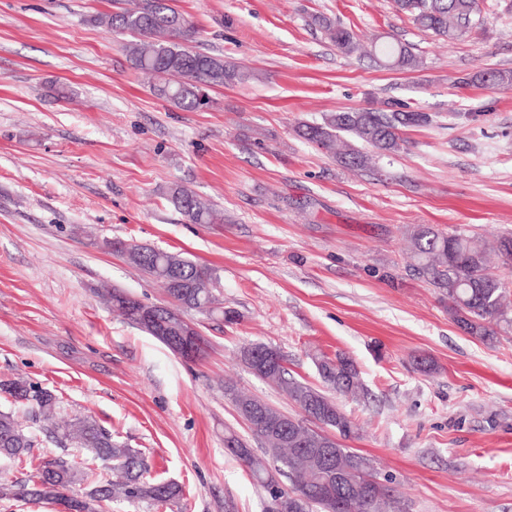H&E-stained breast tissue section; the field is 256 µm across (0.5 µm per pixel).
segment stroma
<instances>
[{"instance_id":"stroma-1","label":"stroma","mask_w":512,"mask_h":512,"mask_svg":"<svg viewBox=\"0 0 512 512\" xmlns=\"http://www.w3.org/2000/svg\"><path fill=\"white\" fill-rule=\"evenodd\" d=\"M195 51L249 71L182 110L151 92L124 39L92 23L112 0H0V379L28 377L140 450L178 483L163 507L107 512H266L267 495L224 446L249 431L225 382L295 414L239 351L276 347L319 384L317 356H350L368 391L340 398L359 424L346 447L389 476L407 512H512V329L483 342L411 269L415 225L512 234V89L473 75L512 71V0L459 40L417 28L393 0H175ZM324 15L363 40L409 44L403 72L344 55ZM395 104L432 114L399 152L350 170L296 133L323 114ZM184 187L224 213L189 224ZM180 252L212 267L225 325L193 314L209 344L189 360L101 303L160 286L103 240ZM432 364L422 371L419 360Z\"/></svg>"}]
</instances>
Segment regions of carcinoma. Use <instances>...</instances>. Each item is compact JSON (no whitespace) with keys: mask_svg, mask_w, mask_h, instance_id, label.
<instances>
[{"mask_svg":"<svg viewBox=\"0 0 512 512\" xmlns=\"http://www.w3.org/2000/svg\"><path fill=\"white\" fill-rule=\"evenodd\" d=\"M399 11L423 30L450 39H458L481 26L485 17L481 0H395ZM97 24L129 37L125 45L132 66L153 79L156 96L180 109L195 111L203 105L204 87H224L239 83L247 72L235 65L189 48L198 31L172 6V0H136L131 8H118L93 18ZM336 48L345 55H371L391 68L418 66L411 48L400 41L364 42L351 29L330 18L313 17ZM472 81L485 86L512 84V73L488 69ZM431 116L420 111L402 109H362L333 112L319 122L302 124L297 134L314 146L342 159L351 168H363L368 155L360 146L383 153H395L404 146L403 132L409 127L428 125ZM174 207L190 224H222L224 215L191 191L176 188L171 195ZM414 271L438 288L448 299V315L467 334L483 341L497 334L501 325L512 327V282L498 276L489 265L490 252H497L504 263H512V237H501L491 247L483 240L463 231L444 232L419 225L410 232ZM105 248L124 257L152 280L164 287L167 303L179 304L184 312H195L227 324L237 322L232 310L224 309L215 295L214 286L202 274L210 267L179 253L155 247L128 244L107 239ZM113 310L130 325H135L134 311L139 299L120 288L104 289ZM318 375L324 384L319 389L296 378L286 359L258 378L276 387L295 405L303 418L288 421V433L265 427L251 429L259 448L251 447L235 431L224 430V447L246 468L251 479L267 494L277 486L296 497L294 512H344L342 500L351 512H398L399 501L386 483H370L368 497H358L359 472L370 461L339 440L358 434L355 421L347 416L333 394L358 398L365 395L354 361L345 355L321 356L316 360ZM232 402L246 409L259 398L224 387ZM0 395L33 410V420H48L38 432L24 430L14 414L0 411V459L21 470V477L0 482V500L54 504L59 512H104L105 506L118 500L165 505L179 500L183 488L173 482L146 476L142 453L118 441L112 432L90 416L52 421L60 409V398L52 391L24 378L0 380ZM320 425L316 431L306 420ZM336 434L337 466L342 476L331 474L314 455L297 452L300 444L321 447L327 432ZM63 448H83L90 454L84 466L75 465L65 455L38 457L33 448L38 435ZM112 465L120 473L117 480L92 479L96 461Z\"/></svg>","mask_w":512,"mask_h":512,"instance_id":"carcinoma-1","label":"carcinoma"}]
</instances>
